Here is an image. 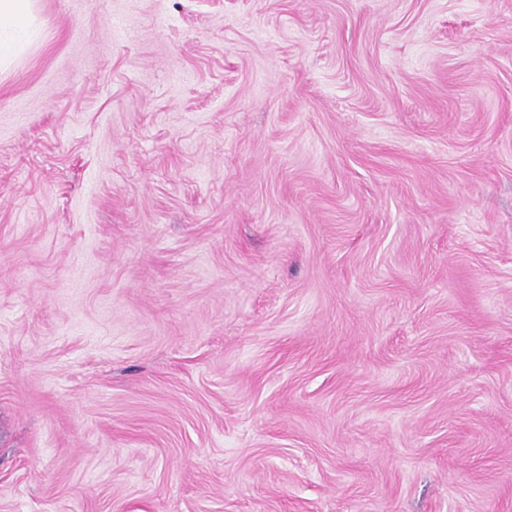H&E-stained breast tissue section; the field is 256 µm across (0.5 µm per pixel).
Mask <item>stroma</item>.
<instances>
[{"instance_id": "1", "label": "stroma", "mask_w": 512, "mask_h": 512, "mask_svg": "<svg viewBox=\"0 0 512 512\" xmlns=\"http://www.w3.org/2000/svg\"><path fill=\"white\" fill-rule=\"evenodd\" d=\"M35 8L0 512H512V0Z\"/></svg>"}]
</instances>
